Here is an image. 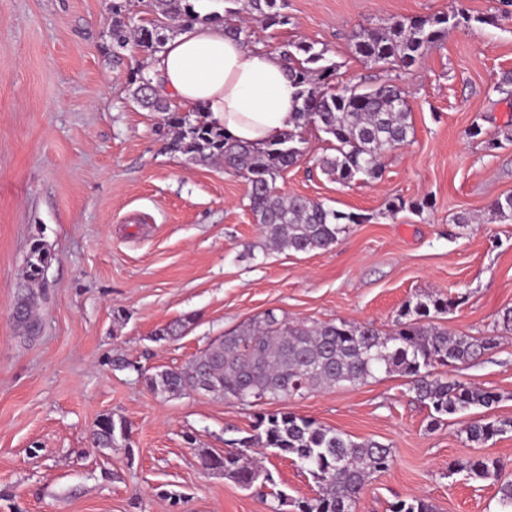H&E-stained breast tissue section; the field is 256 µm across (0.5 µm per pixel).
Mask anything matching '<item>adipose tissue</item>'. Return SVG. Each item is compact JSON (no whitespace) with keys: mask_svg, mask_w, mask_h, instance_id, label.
<instances>
[{"mask_svg":"<svg viewBox=\"0 0 512 512\" xmlns=\"http://www.w3.org/2000/svg\"><path fill=\"white\" fill-rule=\"evenodd\" d=\"M158 96L199 103L234 140L260 146L287 130L297 88L275 52L246 45L223 27L182 29L148 62Z\"/></svg>","mask_w":512,"mask_h":512,"instance_id":"1","label":"adipose tissue"}]
</instances>
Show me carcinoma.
I'll return each instance as SVG.
<instances>
[{
    "label": "carcinoma",
    "instance_id": "cac0c4a2",
    "mask_svg": "<svg viewBox=\"0 0 512 512\" xmlns=\"http://www.w3.org/2000/svg\"><path fill=\"white\" fill-rule=\"evenodd\" d=\"M224 14H200L191 0H149L158 17L151 27L133 29L123 14L122 5L112 4L109 36L112 45L124 48L134 44L144 52L160 51L169 34L190 23L233 21L228 34L244 39L247 28L238 24L240 15L264 25H285L282 13L286 0H222ZM469 22L455 14L395 19L380 27H364L353 33L352 48L364 62L385 68L413 67L424 51L438 42L450 28ZM326 49H315L307 41L284 45L281 57L288 76L298 88L293 106V122L280 137L257 147L230 141L224 131L198 116L172 110L166 101L146 94L150 79L142 74L132 96L143 108L165 112L175 129L173 151L198 162L219 160L225 169L250 185L249 208L265 238L277 247L296 253L331 249L350 224L365 217L344 213L322 202L302 196L285 197L277 193L276 180L303 156L305 133L316 129L330 137L333 153L319 159L320 169L340 183L375 180L382 173V159L405 144L412 132L411 109L402 89L390 80L371 87L336 81L337 66L322 64ZM495 218L512 222V194L497 199L491 206ZM51 253L36 240L26 258L24 283L16 302L26 309L14 320L26 339L38 335L40 288ZM455 302L438 295L416 303L407 310L391 333L373 324L345 321L308 325L290 322L270 310L259 319L243 325L214 341L183 368L156 369L143 373L147 387L155 394L181 396L207 390L214 396L250 404L254 400H276L301 396L314 389H333L345 384H362L383 370L411 380L416 398L433 410L432 425L444 418L472 408H490L497 402L491 391L464 386L439 367L470 363L490 350L492 337L451 335L433 323L431 313L444 314ZM192 318L185 317L154 332L157 342L184 333ZM512 431V420H477L465 433L473 443H483ZM129 440L126 423H116L107 415L99 420L91 444L100 449L119 448ZM272 448L292 455L307 467L319 484L318 496L293 502L297 512H355L360 494L375 473L388 471L394 462L392 449L374 440L354 441L347 435L290 412L257 415L253 433L228 441L220 453L201 455L207 469H220L243 488L255 482L274 483L271 472L253 463V448ZM455 471L472 479L498 477V462L466 457L454 463ZM391 512H433L421 498L399 500Z\"/></svg>",
    "mask_w": 512,
    "mask_h": 512
}]
</instances>
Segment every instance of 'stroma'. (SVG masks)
Returning <instances> with one entry per match:
<instances>
[{"label":"stroma","mask_w":512,"mask_h":512,"mask_svg":"<svg viewBox=\"0 0 512 512\" xmlns=\"http://www.w3.org/2000/svg\"><path fill=\"white\" fill-rule=\"evenodd\" d=\"M111 5L0 0V512H276L279 490L296 512L318 487L291 456L259 450L274 482L249 489L201 464V450L251 434L262 412L392 449V468L371 477L355 512H389L409 497L434 512H498L500 484L512 480V433L477 444L464 429L476 418H512V331L499 325L512 309V224L489 216L512 193V96L493 89L512 71V0H288L287 25L251 23L249 45L314 43L339 80H393L411 107L408 143L369 183L323 174L317 160L329 143L307 132L306 154L278 177L279 193L367 217L331 250L308 254L267 246L243 178L170 151L166 113L130 95L149 57L112 48ZM458 12L469 25L449 30L410 70H380L351 48L359 27ZM496 135L499 148L487 150ZM398 200L404 209L389 215ZM460 213L476 223L454 224ZM37 236L53 259L41 332L28 341L10 313ZM430 295L462 299L438 325L497 342L451 379L500 396L435 428L396 373L259 405L167 398L140 376L187 365L269 309L387 332ZM185 316L182 336L153 341ZM116 356L129 368L114 369ZM105 415L127 423V446L91 445ZM465 456L498 461L500 480L454 471Z\"/></svg>","instance_id":"35a3bbf8"}]
</instances>
